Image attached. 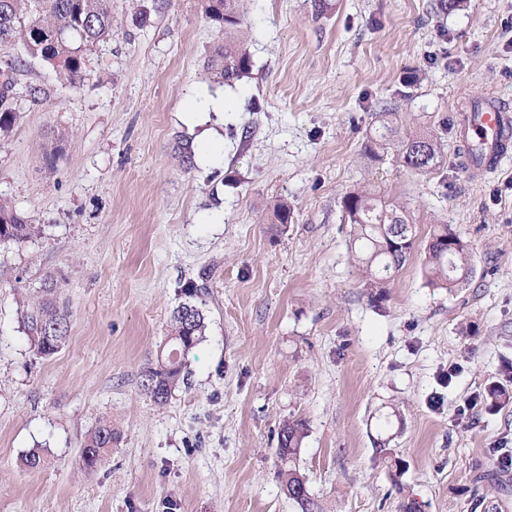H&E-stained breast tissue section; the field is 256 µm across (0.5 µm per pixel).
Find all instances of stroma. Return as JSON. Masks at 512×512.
<instances>
[{
  "instance_id": "obj_1",
  "label": "stroma",
  "mask_w": 512,
  "mask_h": 512,
  "mask_svg": "<svg viewBox=\"0 0 512 512\" xmlns=\"http://www.w3.org/2000/svg\"><path fill=\"white\" fill-rule=\"evenodd\" d=\"M328 3L241 0L252 70L232 87L204 68L222 35L197 0L145 20L143 0H112L77 85L34 60L17 72L0 198L42 232L0 248V512H295L275 455L288 420L307 424L296 465L321 512H512V404L488 397L512 377V161L469 176L456 124L473 100L512 104V0ZM385 122L431 135L435 165L365 157ZM353 190L414 226L413 256L381 288L350 257ZM446 223L474 264L449 291L425 271ZM50 276L69 332L41 358L18 316ZM190 284L206 336L158 404L141 375ZM105 419L119 440L83 468ZM382 435L399 466L381 462Z\"/></svg>"
}]
</instances>
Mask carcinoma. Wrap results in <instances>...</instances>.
<instances>
[{"label": "carcinoma", "instance_id": "carcinoma-1", "mask_svg": "<svg viewBox=\"0 0 512 512\" xmlns=\"http://www.w3.org/2000/svg\"><path fill=\"white\" fill-rule=\"evenodd\" d=\"M204 17L222 31L224 42L215 46L206 61L214 81L227 86L251 73V60L243 49V18L239 0H200ZM112 0H0V50L21 47L24 54L50 66L59 77L74 85L82 77L87 49L110 35ZM25 60L15 57L0 69V88L11 89L15 74ZM17 120L16 109L0 105V135L8 134ZM389 141L369 138L364 154L375 162L384 160ZM394 161L413 172L432 168L437 143L428 135L411 134L395 140ZM342 218L350 225L354 250L352 260L369 288H381L403 268L415 247L413 225L403 210L363 192L350 191L341 200ZM40 233L36 224L7 201L0 200V246L21 243ZM463 238L448 224L435 225L426 244L427 284L450 290L469 281L473 258ZM57 280L48 278L41 294L20 310L19 324L30 348L47 358L61 349L68 337L69 310L58 293ZM190 300L181 303L170 319L169 333L156 361L142 373L141 386L153 400L163 404L173 389L187 377L185 355L206 335L203 310L191 298L197 290L187 288ZM305 437V424L286 421L277 433L276 455L281 462L279 478L299 512H319L305 477L294 462ZM119 435L112 422L103 420L83 444L82 464L92 468L104 462Z\"/></svg>", "mask_w": 512, "mask_h": 512}]
</instances>
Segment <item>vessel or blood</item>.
Returning a JSON list of instances; mask_svg holds the SVG:
<instances>
[{
	"instance_id": "b4317fda",
	"label": "vessel or blood",
	"mask_w": 512,
	"mask_h": 512,
	"mask_svg": "<svg viewBox=\"0 0 512 512\" xmlns=\"http://www.w3.org/2000/svg\"><path fill=\"white\" fill-rule=\"evenodd\" d=\"M456 122L460 157L473 176L494 174L512 160V111L492 101L480 111L459 112Z\"/></svg>"
}]
</instances>
